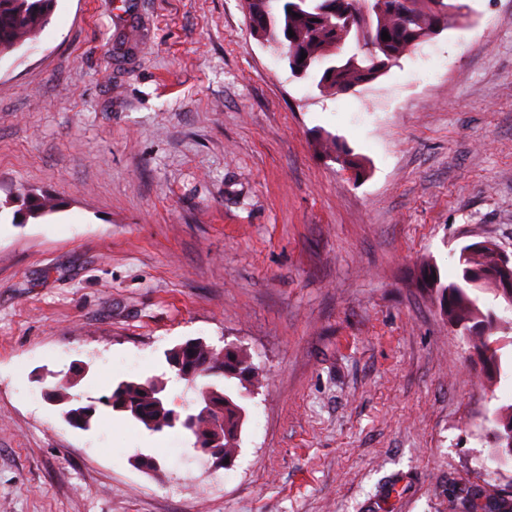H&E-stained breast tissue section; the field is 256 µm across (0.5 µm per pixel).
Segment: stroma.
<instances>
[{
	"label": "stroma",
	"mask_w": 512,
	"mask_h": 512,
	"mask_svg": "<svg viewBox=\"0 0 512 512\" xmlns=\"http://www.w3.org/2000/svg\"><path fill=\"white\" fill-rule=\"evenodd\" d=\"M333 96L250 34L243 0H57L0 57V512H448L512 482V403L434 292L462 245L512 253V0ZM335 135L354 177L317 143ZM59 197L18 216L17 195ZM190 339L264 378L216 469L95 403ZM143 454L158 466L138 469ZM498 431L499 444L494 453L501 451L510 458L512 453V405L496 409L491 419Z\"/></svg>",
	"instance_id": "obj_1"
}]
</instances>
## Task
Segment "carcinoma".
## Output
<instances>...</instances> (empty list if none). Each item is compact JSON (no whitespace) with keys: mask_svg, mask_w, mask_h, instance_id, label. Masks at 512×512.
<instances>
[{"mask_svg":"<svg viewBox=\"0 0 512 512\" xmlns=\"http://www.w3.org/2000/svg\"><path fill=\"white\" fill-rule=\"evenodd\" d=\"M249 25L256 39H262L286 61L291 73L302 71L322 94H338L370 83L399 65L425 42L443 21L449 27L454 16L467 6L452 0H244ZM56 0H0V56L20 48L25 40L49 21ZM295 36H288V30ZM390 40H382V32ZM377 45L376 55L362 53L359 42ZM307 54L301 58V54ZM321 151L342 166L357 168L358 161L336 138L320 144ZM25 214L42 217L55 211L59 203L51 196L25 195ZM499 247L490 240L473 241L459 250L460 279L440 284L435 269L424 266L420 279L435 287L440 309L448 324L461 330L472 347L499 362L504 344L494 337L495 308L499 282L512 279V270L499 268ZM165 361L176 377L198 392V403L207 402L224 411V457L239 447L244 408L237 398L220 388L215 380H239L249 389L261 383L249 355L236 348L219 351L202 341L185 347L177 345L165 352ZM163 379L123 380L99 403L121 421L139 423L152 433L179 427L194 437V444L206 439L208 428L202 421L187 427L172 420L175 410L167 406ZM96 408L72 406L65 415L73 426H90ZM498 431L495 451L512 454V405L496 409L492 416ZM450 512H512V491L494 481L469 485L449 500Z\"/></svg>","mask_w":512,"mask_h":512,"instance_id":"1","label":"carcinoma"}]
</instances>
